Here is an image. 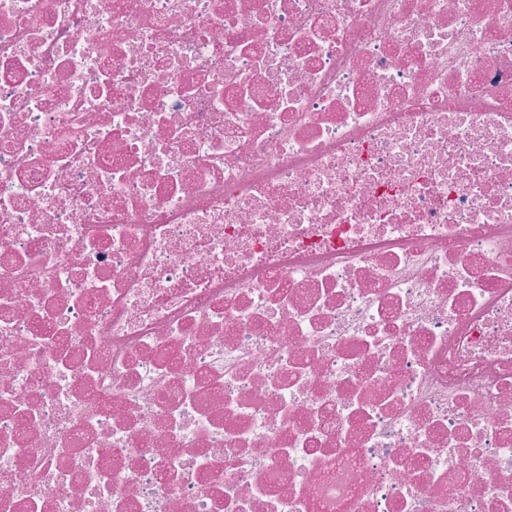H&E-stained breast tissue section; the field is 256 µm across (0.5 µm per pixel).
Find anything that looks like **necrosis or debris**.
<instances>
[{"label": "necrosis or debris", "mask_w": 512, "mask_h": 512, "mask_svg": "<svg viewBox=\"0 0 512 512\" xmlns=\"http://www.w3.org/2000/svg\"><path fill=\"white\" fill-rule=\"evenodd\" d=\"M0 512H512V0H0Z\"/></svg>", "instance_id": "obj_1"}]
</instances>
